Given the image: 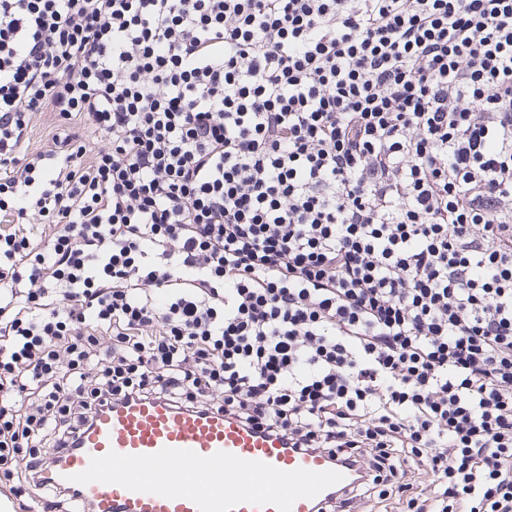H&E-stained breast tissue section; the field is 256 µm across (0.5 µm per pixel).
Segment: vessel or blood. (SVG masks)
<instances>
[{"instance_id": "b4317fda", "label": "vessel or blood", "mask_w": 512, "mask_h": 512, "mask_svg": "<svg viewBox=\"0 0 512 512\" xmlns=\"http://www.w3.org/2000/svg\"><path fill=\"white\" fill-rule=\"evenodd\" d=\"M165 448L187 449L204 457L223 451L283 471L303 468L341 473L340 482L315 497L298 499L291 512H318L328 496L348 490L353 481L350 464L343 457L291 448L287 438L243 426L213 410L177 409L156 400L119 403L99 412L92 426L81 435L78 449L59 454L44 475L50 483L65 486L70 476L88 467L91 458L112 451L125 455L154 454ZM78 491L94 512H199L188 499L133 492L116 484H82Z\"/></svg>"}]
</instances>
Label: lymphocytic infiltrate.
Wrapping results in <instances>:
<instances>
[{
	"label": "lymphocytic infiltrate",
	"instance_id": "lymphocytic-infiltrate-1",
	"mask_svg": "<svg viewBox=\"0 0 512 512\" xmlns=\"http://www.w3.org/2000/svg\"><path fill=\"white\" fill-rule=\"evenodd\" d=\"M150 399L512 512V0H0V497Z\"/></svg>",
	"mask_w": 512,
	"mask_h": 512
}]
</instances>
